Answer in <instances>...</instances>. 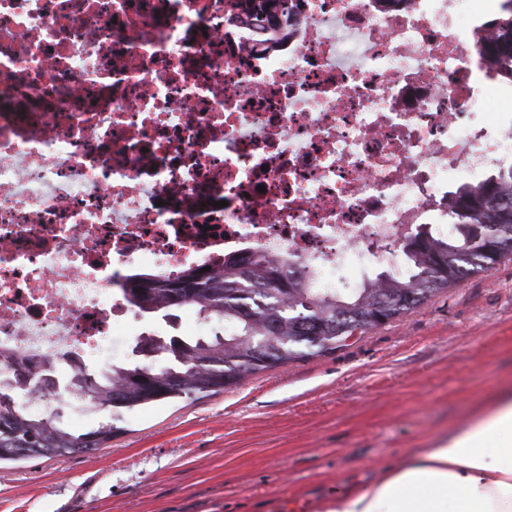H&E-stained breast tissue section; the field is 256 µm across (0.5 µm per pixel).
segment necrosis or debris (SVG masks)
<instances>
[{
    "mask_svg": "<svg viewBox=\"0 0 512 512\" xmlns=\"http://www.w3.org/2000/svg\"><path fill=\"white\" fill-rule=\"evenodd\" d=\"M0 0V376L132 338L130 278L293 256L398 270L448 179L512 158L478 0Z\"/></svg>",
    "mask_w": 512,
    "mask_h": 512,
    "instance_id": "4bbe7bcc",
    "label": "necrosis or debris"
}]
</instances>
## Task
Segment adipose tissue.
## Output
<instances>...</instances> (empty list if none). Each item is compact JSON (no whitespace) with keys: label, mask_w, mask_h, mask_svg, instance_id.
Returning <instances> with one entry per match:
<instances>
[{"label":"adipose tissue","mask_w":512,"mask_h":512,"mask_svg":"<svg viewBox=\"0 0 512 512\" xmlns=\"http://www.w3.org/2000/svg\"><path fill=\"white\" fill-rule=\"evenodd\" d=\"M330 512H512V392L377 481L337 489Z\"/></svg>","instance_id":"ef3b65f1"}]
</instances>
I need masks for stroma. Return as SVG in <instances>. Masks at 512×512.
<instances>
[{
  "instance_id": "1",
  "label": "stroma",
  "mask_w": 512,
  "mask_h": 512,
  "mask_svg": "<svg viewBox=\"0 0 512 512\" xmlns=\"http://www.w3.org/2000/svg\"><path fill=\"white\" fill-rule=\"evenodd\" d=\"M512 382V258L236 387L137 411L107 447L0 463V512H317Z\"/></svg>"
}]
</instances>
